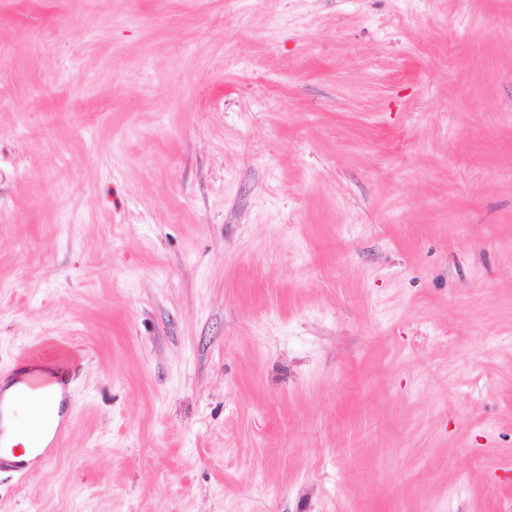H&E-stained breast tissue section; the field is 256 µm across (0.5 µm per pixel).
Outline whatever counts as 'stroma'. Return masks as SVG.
<instances>
[{
  "mask_svg": "<svg viewBox=\"0 0 512 512\" xmlns=\"http://www.w3.org/2000/svg\"><path fill=\"white\" fill-rule=\"evenodd\" d=\"M0 512H512V0H0ZM61 393L57 394H35L32 392V386L27 377L21 374L10 376L8 387H14L9 400H5L3 385H0V447L18 448L24 441L17 437L14 444H11L12 438L21 435L29 448L42 449L39 456L44 459L51 457L53 448L58 444L63 436L70 418V398L66 388V379H60ZM18 409L20 422L14 420V407ZM10 418L11 425L8 429L6 421ZM0 448V469L7 468L18 473L21 478L26 477L29 472V463L20 459L21 455H16L12 449V455L7 456Z\"/></svg>",
  "mask_w": 512,
  "mask_h": 512,
  "instance_id": "stroma-1",
  "label": "stroma"
}]
</instances>
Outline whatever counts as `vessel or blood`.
Returning <instances> with one entry per match:
<instances>
[{
  "label": "vessel or blood",
  "mask_w": 512,
  "mask_h": 512,
  "mask_svg": "<svg viewBox=\"0 0 512 512\" xmlns=\"http://www.w3.org/2000/svg\"><path fill=\"white\" fill-rule=\"evenodd\" d=\"M13 388L11 397L0 394V469L7 468L20 476L30 472L27 461L19 455H5L14 436H22L28 447L40 450L43 458H50L54 447L63 436L70 418L68 393L36 394L27 377L14 374L10 377ZM24 408L28 417L16 420V408Z\"/></svg>",
  "instance_id": "obj_1"
}]
</instances>
